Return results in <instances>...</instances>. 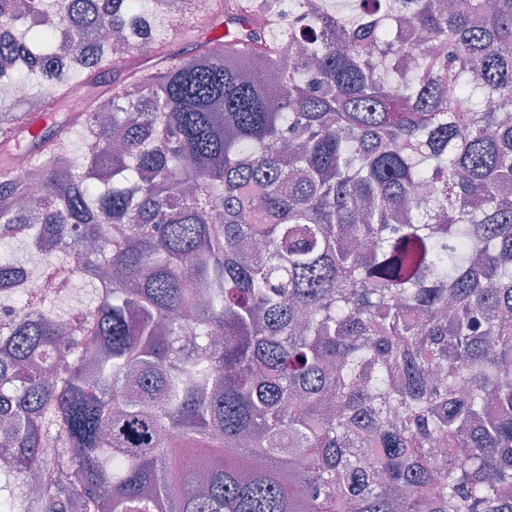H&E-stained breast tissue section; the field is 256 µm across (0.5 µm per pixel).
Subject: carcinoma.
<instances>
[{"instance_id": "cac0c4a2", "label": "carcinoma", "mask_w": 512, "mask_h": 512, "mask_svg": "<svg viewBox=\"0 0 512 512\" xmlns=\"http://www.w3.org/2000/svg\"><path fill=\"white\" fill-rule=\"evenodd\" d=\"M29 9L0 0V80L92 60L39 134L55 103L0 110L34 163L0 164V240L93 299L0 311V477L41 480L0 507L512 512V0H304L286 53L279 0H221L190 53L137 0ZM157 34L156 38L160 41L170 42V46L172 49L181 51H189L193 49L196 42L206 35H221L224 34V28H219L217 30H213L210 34L204 30L185 28L178 35H176L169 25V23L165 20L156 21Z\"/></svg>"}]
</instances>
